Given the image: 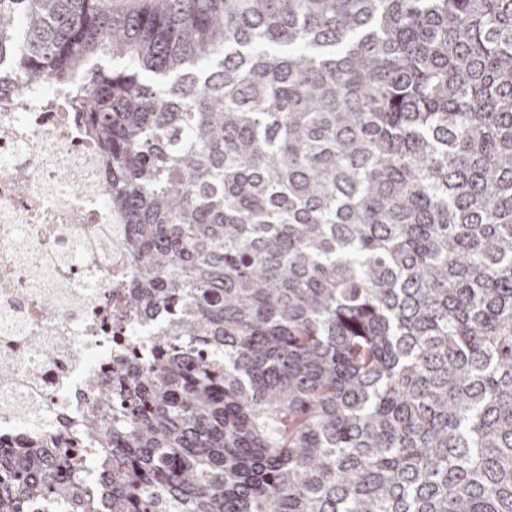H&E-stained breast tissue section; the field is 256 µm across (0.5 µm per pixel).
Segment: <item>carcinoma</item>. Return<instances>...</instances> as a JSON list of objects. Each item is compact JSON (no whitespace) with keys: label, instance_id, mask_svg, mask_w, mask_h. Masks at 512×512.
Listing matches in <instances>:
<instances>
[{"label":"carcinoma","instance_id":"carcinoma-1","mask_svg":"<svg viewBox=\"0 0 512 512\" xmlns=\"http://www.w3.org/2000/svg\"><path fill=\"white\" fill-rule=\"evenodd\" d=\"M2 58L159 327L0 512H512V0H0ZM100 8L112 13L157 10L163 0H98Z\"/></svg>","mask_w":512,"mask_h":512}]
</instances>
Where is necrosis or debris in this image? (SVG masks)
I'll return each instance as SVG.
<instances>
[{"label":"necrosis or debris","mask_w":512,"mask_h":512,"mask_svg":"<svg viewBox=\"0 0 512 512\" xmlns=\"http://www.w3.org/2000/svg\"><path fill=\"white\" fill-rule=\"evenodd\" d=\"M112 180L55 86L0 100V445L71 433L84 377L112 345L145 340L120 322L133 263Z\"/></svg>","instance_id":"4bbe7bcc"}]
</instances>
